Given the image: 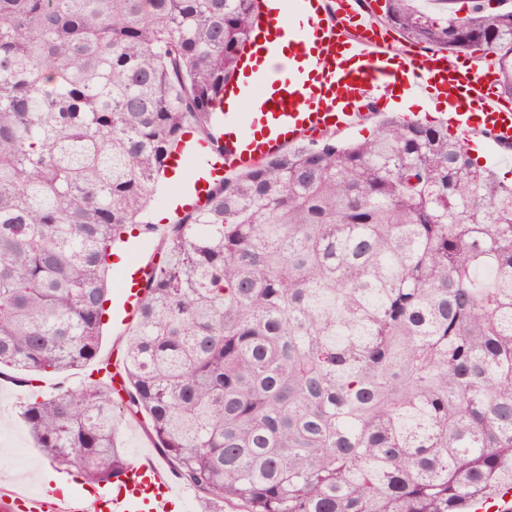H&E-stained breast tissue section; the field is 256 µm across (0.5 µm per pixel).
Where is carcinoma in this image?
I'll return each instance as SVG.
<instances>
[{
  "label": "carcinoma",
  "instance_id": "1",
  "mask_svg": "<svg viewBox=\"0 0 512 512\" xmlns=\"http://www.w3.org/2000/svg\"><path fill=\"white\" fill-rule=\"evenodd\" d=\"M385 0L447 57L495 56L512 98V8ZM256 0H0V371L31 388L37 448L93 484L129 461L116 406L203 497L246 512H475L512 492V183L448 126L383 121L306 139L157 244L102 379L41 395L28 374H97L108 259L154 233L159 178L215 105Z\"/></svg>",
  "mask_w": 512,
  "mask_h": 512
}]
</instances>
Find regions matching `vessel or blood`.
I'll use <instances>...</instances> for the list:
<instances>
[{
    "instance_id": "b4317fda",
    "label": "vessel or blood",
    "mask_w": 512,
    "mask_h": 512,
    "mask_svg": "<svg viewBox=\"0 0 512 512\" xmlns=\"http://www.w3.org/2000/svg\"><path fill=\"white\" fill-rule=\"evenodd\" d=\"M266 25L275 26L247 59L248 81L226 87L225 100L254 99L249 114L228 108L215 132L224 151L203 149L211 175L249 168L303 138L347 131L366 123L368 103H388L395 90L444 101L449 125L481 131L512 148V105L491 89L489 62L464 67L436 52L396 51L395 36L363 16L354 0H257ZM182 491L152 458L132 462L117 491L95 503L51 493L0 496V512H169Z\"/></svg>"
}]
</instances>
